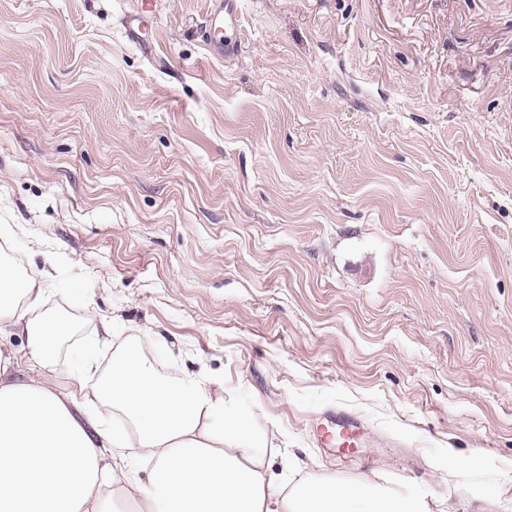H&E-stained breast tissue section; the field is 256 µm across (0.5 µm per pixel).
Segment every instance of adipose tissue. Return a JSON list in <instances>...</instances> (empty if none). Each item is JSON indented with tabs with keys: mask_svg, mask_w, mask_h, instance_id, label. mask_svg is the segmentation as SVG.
<instances>
[{
	"mask_svg": "<svg viewBox=\"0 0 512 512\" xmlns=\"http://www.w3.org/2000/svg\"><path fill=\"white\" fill-rule=\"evenodd\" d=\"M48 277L0 252V334L26 338L24 356L0 350V512H104L113 488L135 512H430L377 474L335 480L298 461L276 480L267 430L223 381L161 376L142 336L102 376L84 355L70 368L79 392L59 389L63 321ZM117 413L127 427L106 426Z\"/></svg>",
	"mask_w": 512,
	"mask_h": 512,
	"instance_id": "1",
	"label": "adipose tissue"
}]
</instances>
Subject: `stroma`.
Segmentation results:
<instances>
[{
	"mask_svg": "<svg viewBox=\"0 0 512 512\" xmlns=\"http://www.w3.org/2000/svg\"><path fill=\"white\" fill-rule=\"evenodd\" d=\"M142 2L0 0V225L60 365L106 316L223 379L275 474L512 512V0H240L233 61L208 0ZM333 418H335V426H333ZM330 424L328 427L321 429V437L324 441L336 445L337 448H355L360 436V426L353 420H345L340 422L336 416L328 418Z\"/></svg>",
	"mask_w": 512,
	"mask_h": 512,
	"instance_id": "obj_1",
	"label": "stroma"
}]
</instances>
